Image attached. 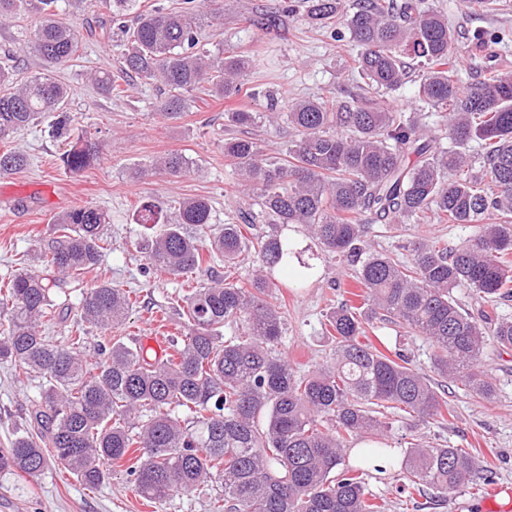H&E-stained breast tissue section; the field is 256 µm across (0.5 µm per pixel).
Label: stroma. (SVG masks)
<instances>
[{"label":"stroma","instance_id":"1","mask_svg":"<svg viewBox=\"0 0 512 512\" xmlns=\"http://www.w3.org/2000/svg\"><path fill=\"white\" fill-rule=\"evenodd\" d=\"M437 7L456 29H482L497 38L504 68L512 71V0H500L496 10L466 12L460 0H427ZM282 0H221L223 16L206 27L200 37L204 49L217 47L248 57L252 66L244 81L256 94L224 99H196L175 119L155 109L160 96L156 85L136 79L126 92L111 97L96 88L90 75L111 67L117 53L93 27L102 10L98 0H83L72 7L61 0L59 13L80 34L81 47L69 61L55 66L53 75L70 86L74 95L68 105L75 130L87 131L102 148L96 167L78 176L64 172L59 157L64 140L52 137L55 114L18 132L13 147L24 151L29 164L23 170L0 175V275L10 268L16 254H36L53 236L54 221L78 206L94 205L108 215V246L99 265L81 280L63 279L57 290L59 301L77 306L83 292L108 281L141 291V302L119 334L150 343L152 337L179 330L175 300L187 283L202 284L211 273L229 272L232 281L247 284L259 266L254 252H243L235 269L223 262L211 270L194 274L192 280L164 272H146L147 261L137 246L139 227L133 214L141 202L159 206L164 219L177 216L183 199L207 198L211 221L221 224L235 213L251 208V197L239 192L238 175L224 156L225 139L239 130L226 120L229 112L244 109L259 121L250 127L264 158L285 157L295 138L285 114L272 113L270 100H301L324 97L340 101L346 91L357 89L362 80L353 66L357 53L349 38H337L335 28H318L301 18L288 19L273 41L256 38L248 19L259 10H277ZM36 15L21 12L0 21V58L11 59L15 85L24 84L41 72L42 61L30 42ZM179 150L194 167L179 178L134 176V168L148 164L170 151ZM473 232L468 224H391L374 221L368 238L378 251L393 259H410L409 242L441 238L451 244L466 241ZM284 236L302 248V258L314 272L301 284H289L281 299L286 305V333L278 347L300 374L332 358L334 341L326 330L325 315L346 298L354 281L352 267L323 253L301 226L284 229ZM369 343L384 341L387 347L400 344L410 352L416 367L429 372L432 348L426 337L386 322L367 330ZM482 362L494 380L498 397L494 403L472 398L462 384L434 377L436 390L448 418L447 424H428L421 436L432 446L470 449L484 463L496 467V482L512 486V350L487 345ZM39 393L37 379L19 378L15 369L0 363V448L8 447L19 429L26 426V412ZM393 475L369 478L367 488L378 497L383 512H512V500L500 499L489 507L486 484L462 486L439 501L431 489L400 493ZM0 512H154L139 497L124 468L112 470L110 479L98 489H86L63 466H56L31 479L0 472Z\"/></svg>","mask_w":512,"mask_h":512}]
</instances>
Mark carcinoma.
<instances>
[{
    "instance_id": "1",
    "label": "carcinoma",
    "mask_w": 512,
    "mask_h": 512,
    "mask_svg": "<svg viewBox=\"0 0 512 512\" xmlns=\"http://www.w3.org/2000/svg\"><path fill=\"white\" fill-rule=\"evenodd\" d=\"M60 0H0V20L33 11L40 19L31 42L51 68L80 47L77 31L57 19ZM109 22L119 20L132 0H100ZM209 12L155 9L133 25H119L128 48L114 68L92 81L106 95L122 96L119 80L157 81L164 87L158 111L176 118L191 92L207 88L219 96L238 95L248 61L198 50ZM293 15L290 4L249 19L264 39ZM306 20L336 24L360 47L355 68L362 91L338 103L297 100L274 104L298 132L288 155L269 161L250 136L224 140V157L240 171L260 211L240 212L224 224L211 223L204 198L179 203L178 219L142 238L148 265L175 276L192 275L220 255L224 266L254 250L259 273L245 288L215 277L178 295L181 331L157 357L133 340L101 341L87 352L86 326L111 331L126 324L137 292L101 283L82 295L65 345L41 334L44 319H67L56 288L63 277L77 279L97 266L104 252L106 213L75 208L58 219L56 235L38 254L43 270L26 267V255L0 278V362L39 378V396L28 409L26 430L0 450V470L35 478L51 462L68 469L88 488L127 464L138 496L166 504L179 492H210L211 512H381L350 464L356 453L385 474L395 468L392 415H408L406 428L445 421L438 392L412 366L403 349L387 355L362 341L376 319L401 324L433 347V372L461 382L472 395L492 403L496 386L479 363L487 341L512 350V319L484 308L465 309L455 293L468 289L486 303L512 297V73L486 52L491 39L475 29L464 34L475 77L463 82L452 55L457 38L441 12L425 0H359L350 15L338 0H306ZM416 65L419 100L448 113L450 146H440L415 118L396 112L380 91L399 89ZM73 91L48 72L12 91H0V143L57 112V138L69 141L60 157L65 171L79 174L99 160L91 138L75 133L67 105ZM481 152L471 153L470 144ZM16 148L0 149V174L27 167ZM192 161L171 151L139 170L172 178L190 171ZM379 221L410 224L431 217L472 224L466 244L439 240L412 245L399 264L372 249L365 214ZM152 202L140 205L136 223L160 224ZM269 225L248 237L255 223ZM301 224L328 252L359 266L355 283L363 305L349 300L327 316L336 343L333 361L297 375L276 352L284 336L285 311L277 302L271 272L296 263V283L310 273L281 228ZM232 330L231 335L224 329ZM370 439L369 446L351 443ZM400 474L407 487L448 492L494 470L461 448H438L414 439Z\"/></svg>"
}]
</instances>
